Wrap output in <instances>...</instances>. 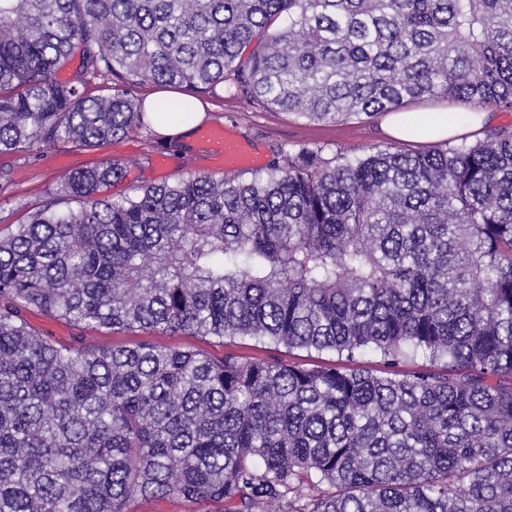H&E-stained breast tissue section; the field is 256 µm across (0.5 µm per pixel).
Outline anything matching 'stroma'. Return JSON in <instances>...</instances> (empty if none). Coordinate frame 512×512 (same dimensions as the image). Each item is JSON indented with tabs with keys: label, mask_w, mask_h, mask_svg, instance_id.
<instances>
[{
	"label": "stroma",
	"mask_w": 512,
	"mask_h": 512,
	"mask_svg": "<svg viewBox=\"0 0 512 512\" xmlns=\"http://www.w3.org/2000/svg\"><path fill=\"white\" fill-rule=\"evenodd\" d=\"M207 112L203 127H222L236 140L268 164L273 148L297 151L304 146L324 148L326 155L343 152L351 157L365 154L374 146L390 147L394 151L411 152L426 147L424 139L411 142L395 140L383 132L382 116L351 119L335 123L310 122L295 116L265 108L258 104L233 99L224 94H205L200 98ZM110 157L134 160L123 182L112 189L113 194L126 192L128 187L145 180L152 183H171L186 172H207L215 176L224 172L223 162L209 157L201 147L199 136H192L188 148L177 141L130 137L90 150L43 147L29 155H0V168L10 171L8 185L0 190V219L9 224L26 220L29 210L42 200L47 191L72 171L91 167ZM29 321L44 336L67 344L81 340L87 347H132L148 341L161 347L200 349L212 357L227 355L240 358H282L307 367L336 364L335 354L328 352L287 350L256 343L248 338H228L219 342L197 336L169 335L161 331L139 329L92 328L62 320H49L37 313L29 314Z\"/></svg>",
	"instance_id": "35a3bbf8"
}]
</instances>
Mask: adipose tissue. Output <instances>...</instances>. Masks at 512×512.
<instances>
[{
    "instance_id": "1",
    "label": "adipose tissue",
    "mask_w": 512,
    "mask_h": 512,
    "mask_svg": "<svg viewBox=\"0 0 512 512\" xmlns=\"http://www.w3.org/2000/svg\"><path fill=\"white\" fill-rule=\"evenodd\" d=\"M489 117L481 111L470 120H461L458 113L448 111L434 112H394L388 122V131L401 139H414L425 136L431 140H443L465 133L477 132Z\"/></svg>"
}]
</instances>
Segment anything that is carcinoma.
Instances as JSON below:
<instances>
[{"mask_svg":"<svg viewBox=\"0 0 512 512\" xmlns=\"http://www.w3.org/2000/svg\"><path fill=\"white\" fill-rule=\"evenodd\" d=\"M145 83L313 122L512 112V0H0V154L192 117ZM482 134L117 198L130 160L63 177L0 230V512H512V125ZM32 312L341 365L58 344ZM157 90H162V88L159 86H156L154 84H143V85H139V87L136 89V95H137L138 99L144 103L145 98L149 94H151L152 92L157 91ZM170 90H173V89H168L166 91H159V92L152 93L151 95H149L146 98L148 104L154 105L156 101H164V100L183 101V100L191 99L182 93H178V92H182V91L175 90L178 92H174V91H170ZM131 512H215L214 505L202 501H187L178 498L136 500Z\"/></svg>","mask_w":512,"mask_h":512,"instance_id":"obj_1","label":"carcinoma"}]
</instances>
